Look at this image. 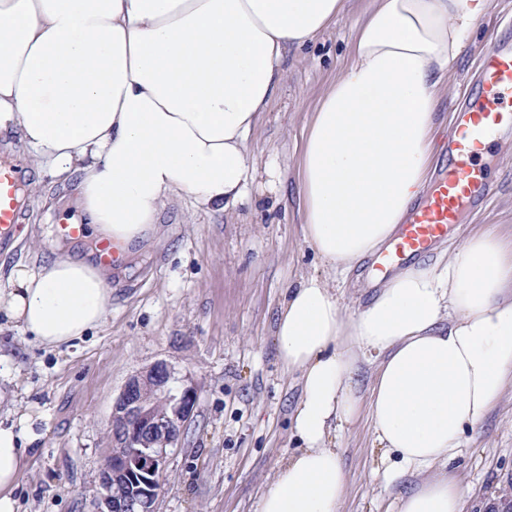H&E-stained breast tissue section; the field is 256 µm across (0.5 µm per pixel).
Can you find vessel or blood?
<instances>
[{
  "label": "vessel or blood",
  "mask_w": 512,
  "mask_h": 512,
  "mask_svg": "<svg viewBox=\"0 0 512 512\" xmlns=\"http://www.w3.org/2000/svg\"><path fill=\"white\" fill-rule=\"evenodd\" d=\"M511 113L512 52L492 47L484 54L481 101L458 129L451 169L414 209L409 223L402 225L382 254L380 269H390L447 237L449 225L457 223L460 212L481 194L485 173L477 159L487 149L495 126ZM17 187V172L0 163V240L11 236L18 221Z\"/></svg>",
  "instance_id": "1"
}]
</instances>
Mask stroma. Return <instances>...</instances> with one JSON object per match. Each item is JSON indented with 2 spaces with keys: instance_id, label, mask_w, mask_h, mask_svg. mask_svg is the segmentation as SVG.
Wrapping results in <instances>:
<instances>
[{
  "instance_id": "1",
  "label": "stroma",
  "mask_w": 512,
  "mask_h": 512,
  "mask_svg": "<svg viewBox=\"0 0 512 512\" xmlns=\"http://www.w3.org/2000/svg\"><path fill=\"white\" fill-rule=\"evenodd\" d=\"M364 4L350 0L316 42L289 50L286 80L250 136L259 169L250 197L231 213L173 199L161 216L163 235L112 274V312L70 349L48 350L15 324L0 320V424L26 420L34 437L12 497L15 512H92L108 452L112 402L126 381L158 362L177 387L198 392L178 447L169 449L155 512H257L291 451L289 415L300 397L296 376L276 358L273 328L289 282L327 266L306 247L295 186L302 131L318 93L349 52ZM512 47V0H490L448 78L442 121L456 123L478 99L480 58L491 46ZM491 201L466 211L447 239L425 254L434 261L457 249L473 229L512 235V127L484 156ZM22 205L31 233L0 242V289L11 270L43 244L42 224L64 223L47 210L59 196L50 174ZM348 489L337 512H391L393 490L374 474L382 450L368 417L336 441ZM468 492L466 512H512V388L454 463Z\"/></svg>"
}]
</instances>
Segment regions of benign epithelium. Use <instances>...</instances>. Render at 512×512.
Wrapping results in <instances>:
<instances>
[{
  "label": "benign epithelium",
  "mask_w": 512,
  "mask_h": 512,
  "mask_svg": "<svg viewBox=\"0 0 512 512\" xmlns=\"http://www.w3.org/2000/svg\"><path fill=\"white\" fill-rule=\"evenodd\" d=\"M172 380L173 369L156 363L129 378L112 404L94 512H155L167 449L179 444L197 402L194 387L175 392Z\"/></svg>",
  "instance_id": "1"
}]
</instances>
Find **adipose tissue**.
Instances as JSON below:
<instances>
[{"instance_id":"obj_1","label":"adipose tissue","mask_w":512,"mask_h":512,"mask_svg":"<svg viewBox=\"0 0 512 512\" xmlns=\"http://www.w3.org/2000/svg\"><path fill=\"white\" fill-rule=\"evenodd\" d=\"M346 0H0V134L73 186L97 238L122 255L159 239L176 197L222 213L256 176L251 133L285 79L287 50L315 42ZM489 0H367L348 61L303 128L304 243L348 280L397 233L437 162L448 73ZM300 276L275 323L298 375V446L258 512H336L347 474L335 438L368 411L382 478H421L397 512H462L447 473L512 387V239L479 230L446 260L410 263L346 314L329 281ZM112 283L88 256L14 270L0 315L42 347L102 326ZM374 364L368 399L359 362ZM30 440L0 425V512Z\"/></svg>"}]
</instances>
